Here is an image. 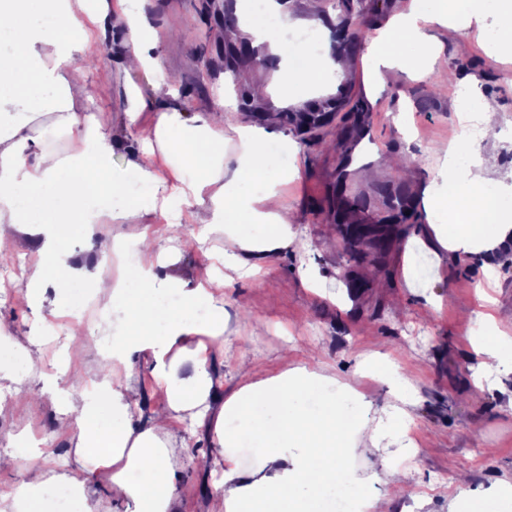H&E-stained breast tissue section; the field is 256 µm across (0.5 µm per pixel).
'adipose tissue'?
I'll return each instance as SVG.
<instances>
[{
    "label": "adipose tissue",
    "mask_w": 512,
    "mask_h": 512,
    "mask_svg": "<svg viewBox=\"0 0 512 512\" xmlns=\"http://www.w3.org/2000/svg\"><path fill=\"white\" fill-rule=\"evenodd\" d=\"M463 2L413 0L409 14L391 19L366 44L368 56L382 63L372 70V82L384 83L386 71L406 70L413 59L424 74L438 71L441 49L427 30L457 33ZM145 7L146 0H0V256L12 252L15 234L39 238L42 262L28 280L30 296L50 303L51 315L77 322L85 303L79 284L91 281L103 300L99 332L111 341L94 389L76 379L60 394L58 425L71 437L75 466L59 474L25 466L18 484L0 489V512H43L48 497L76 512L101 470L110 474L109 494L98 499L95 512H112L116 501L133 503V512H176L170 461L181 448L172 427L188 416L209 417L213 439L224 450L211 512H324L336 497L346 501L348 512H379L380 498L348 473L347 462L357 454V442L375 447L401 433L415 402L411 383L403 384L401 405L385 420L350 383L305 361L244 384L212 407L209 359L224 348L226 323L208 281L167 274L173 255L153 248L143 235L103 246L91 273L69 250L76 235L92 237L98 224H142L159 216L174 229L187 217L198 232L186 246L202 247L210 232L222 230L219 262L250 272L295 238V218L281 189L298 176L284 161L297 155V143L255 126L235 127L228 138L222 110L183 109L177 84L162 73L159 40ZM266 10L278 17V28L252 18L247 26L287 58L277 75L287 101L342 77L340 60L288 43L284 29L291 20L280 16L275 0H267ZM111 17L124 24L132 42L128 68L153 75L161 101L156 121L139 124L148 103L131 88L124 113L143 153L162 154L175 182L136 161L121 169L112 164L117 144L103 113L92 111L82 82L84 66L112 50L104 33ZM470 123L462 118L455 147L442 154L443 165L454 170L451 189L424 190L426 211L436 219L426 252L436 265L446 253L484 255L512 241V205L486 197L492 181L481 173L483 156L471 153ZM50 136L66 138L68 152L47 146ZM464 155L469 165L456 166ZM132 245L135 261L113 277L110 254ZM50 288L58 294L51 302L45 297ZM479 324L478 374L511 375L512 337L491 315ZM134 353L151 364L167 393L144 426L132 414L138 383L124 373ZM245 441L264 450L256 468H243L236 455ZM453 508L512 512V485L475 496L467 482H459Z\"/></svg>",
    "instance_id": "ef3b65f1"
}]
</instances>
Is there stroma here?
Here are the masks:
<instances>
[{"mask_svg": "<svg viewBox=\"0 0 512 512\" xmlns=\"http://www.w3.org/2000/svg\"><path fill=\"white\" fill-rule=\"evenodd\" d=\"M408 2L361 0L348 27L370 39L394 14L406 11ZM228 4L238 11L243 0L148 2L149 20L163 41L162 68L175 79L189 111L214 106L213 94L225 81L237 87L270 83L283 64L263 43L257 60L246 62L234 74L226 70ZM173 26L188 32V39L169 38ZM110 37L111 55L97 58L84 79L96 106L112 118V135L120 143L112 164L120 167L140 151L134 129L123 118L125 91L135 86L149 96L153 88L142 73H128L122 67V57L131 49L126 32L115 29ZM495 37L494 7L489 4L482 27L461 25L453 40L443 41L447 71L427 77L400 71L380 87L370 82L374 59L361 49L347 56L343 77L327 90L314 91L312 99L340 98L348 108L363 103L360 127L340 139L336 131L342 123L336 119L321 129L320 141H300V174L284 194L285 204L296 213L294 244L257 275L231 273L230 285L218 293L224 302L227 342L223 353L210 358L217 399H226L243 385L236 362L246 353L261 355L263 362L255 370L259 379L315 358L327 374L352 383L378 404L395 401L400 379L412 384L417 403L408 433L399 443L371 450L354 463L362 477L369 474V460L379 456L409 472L406 493L375 485L382 512H448L453 482L463 471L478 495L500 483L512 484V413L504 409L512 396V378L499 389L477 383L473 366L478 325L462 315L463 310L480 309L483 296H490L499 329L512 336V266L496 264V278L490 281L483 258L463 262L446 257L434 288L424 297L408 288L403 272L405 247L412 237L423 235V225L401 226L384 253L366 248L355 259L334 224L336 187L341 182L349 192L369 197L377 211L384 208L385 188L398 180L415 202H422L424 189L438 176L440 149L455 140L468 99L492 97L501 105L502 142L493 177L501 193L512 197V62L492 58ZM141 233L155 237L160 248L171 245L170 229L157 220L103 224L93 240L76 237L70 248L90 270L100 261V243ZM306 268L318 273L319 286L302 284L300 272ZM70 323L67 316L40 323L22 282L15 284L10 301H0V350L31 344L44 356L23 382H0V455L14 454L12 438L24 431L43 449L42 454H28V462L56 472L74 465V448L57 429L59 406L41 395L43 383L52 377L64 389L77 373L91 384L99 378L100 348H90L81 362L69 365L61 358V347L54 345V338L66 335ZM367 352L384 356L386 375H374L364 367L362 356ZM130 370L141 389L135 416L144 421L164 403L165 388L142 358L133 357ZM175 433L182 446L173 461L179 512H209L221 469L199 470L196 459L203 453L220 458L221 450L211 430L199 421L184 420Z\"/></svg>", "mask_w": 512, "mask_h": 512, "instance_id": "obj_1", "label": "stroma"}]
</instances>
